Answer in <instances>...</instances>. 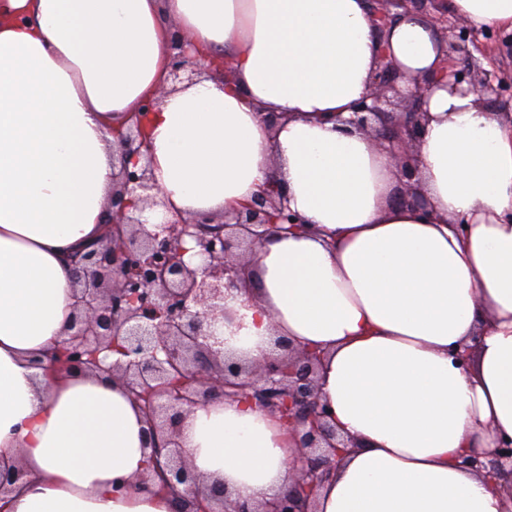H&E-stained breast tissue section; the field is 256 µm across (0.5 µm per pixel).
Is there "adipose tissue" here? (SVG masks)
I'll use <instances>...</instances> for the list:
<instances>
[{
  "label": "adipose tissue",
  "mask_w": 512,
  "mask_h": 512,
  "mask_svg": "<svg viewBox=\"0 0 512 512\" xmlns=\"http://www.w3.org/2000/svg\"><path fill=\"white\" fill-rule=\"evenodd\" d=\"M369 0H0V461L28 473L10 512H175L142 481L145 417L127 389L41 369L74 313L75 257L106 231L114 135L142 100L169 214L215 215L280 185L303 232L269 236L225 301L224 349L262 361L285 336L324 353L321 396L354 439L317 512H512V474L461 466L512 438V113L436 89L415 149L418 207L387 150L342 125L379 49L441 69L428 18L385 32ZM512 33V0H447ZM225 77L172 86L174 46ZM268 112L287 118L277 131ZM467 355L466 362L455 358ZM180 443L234 503L272 508L294 476L279 416L193 407Z\"/></svg>",
  "instance_id": "ef3b65f1"
}]
</instances>
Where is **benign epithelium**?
<instances>
[{
  "instance_id": "benign-epithelium-1",
  "label": "benign epithelium",
  "mask_w": 512,
  "mask_h": 512,
  "mask_svg": "<svg viewBox=\"0 0 512 512\" xmlns=\"http://www.w3.org/2000/svg\"><path fill=\"white\" fill-rule=\"evenodd\" d=\"M371 20L381 32L395 19V8L416 10L437 27L448 44L445 69L405 93L403 75L383 53L369 93L343 123L375 138L392 154L406 182L404 203L424 205L416 192L414 148L421 139L422 109L428 94L443 85L480 95L512 90V78L497 83L472 80L458 60L482 52L485 33L448 21L443 0H370ZM170 79L191 83L202 62L182 44L174 47ZM150 100L135 121L115 133L121 157L111 218L119 243L107 238L82 253L76 270V310L65 336L42 365L47 375L92 374L124 384L146 422L144 445L150 464L141 480L161 473L160 489L178 498L179 512H261L257 506H228L224 485L208 482L190 465L179 437L190 409L201 403L244 397L264 411L278 413L299 450L300 467L271 512H315L317 487L353 440L336 432L321 401L318 373L323 354L300 348L285 336L273 340L275 355L247 365L224 355L218 332L224 326L226 295L241 288L250 258L272 232L300 231L303 219L291 211L283 192L266 186L241 209L220 219L175 217L152 222L148 209L166 206L152 160L143 156ZM201 257L193 267L189 252ZM464 467L485 479L512 468V440L488 455L463 457ZM27 476L19 464L0 466V512Z\"/></svg>"
}]
</instances>
